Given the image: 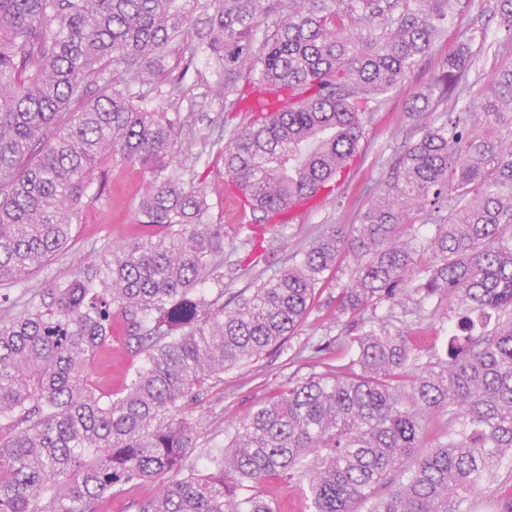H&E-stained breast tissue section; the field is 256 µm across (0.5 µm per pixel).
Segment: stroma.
<instances>
[{"mask_svg":"<svg viewBox=\"0 0 512 512\" xmlns=\"http://www.w3.org/2000/svg\"><path fill=\"white\" fill-rule=\"evenodd\" d=\"M456 25V30L446 34L440 55L422 60L376 113L367 127L362 159L351 167L335 197L295 218L273 241L271 262L281 263L292 252L309 246L323 225L357 223L380 186L388 159L403 145L419 138L420 132L409 115V108L416 93L437 71L441 54L453 51L457 29L479 26L493 41L504 35L493 12L492 0H478L474 6L465 8ZM177 75L183 78L185 92L180 99L172 100L167 90L171 78ZM218 79V73L205 57L185 63L182 46L175 43L168 50L165 71L151 82L133 86L132 92L160 110L180 113L183 150L174 157L170 167L177 170L184 181H194L206 188L211 204L210 221L224 227V285L235 292L250 287L252 281L251 275L241 274L238 269L247 253L248 230L225 194L224 163L212 155L211 144L216 137H232L243 126L244 117L225 112L223 98L212 91ZM149 181V174L119 160L112 161L104 172L96 173L73 224L68 248L52 257L26 284L10 287L12 299L25 301V289L43 288L70 278L78 268L101 263L110 257L115 246L138 237L142 227L137 222L136 209ZM338 296L335 285L324 288L314 309L280 354L225 373L223 383L193 405V416L200 418L206 427L191 456L197 468H204L206 464V449L222 445L226 428L237 424L257 402L286 384L289 378L309 373V363L295 358L299 347L328 336L343 335L342 323L330 317Z\"/></svg>","mask_w":512,"mask_h":512,"instance_id":"35a3bbf8","label":"stroma"}]
</instances>
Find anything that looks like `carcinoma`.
Instances as JSON below:
<instances>
[{"label": "carcinoma", "instance_id": "carcinoma-1", "mask_svg": "<svg viewBox=\"0 0 512 512\" xmlns=\"http://www.w3.org/2000/svg\"><path fill=\"white\" fill-rule=\"evenodd\" d=\"M467 0H222L206 53L216 93L246 126L219 151L255 224L328 197L365 126L435 54ZM199 0H0V284H16L71 241L95 171L112 158L152 174L143 234L92 273L0 294V512H110L112 497L159 487L135 512H277L261 488L293 481L310 512H473L512 483V0L507 33L458 31L413 105L421 137L396 152L358 224H327L288 264L224 302L205 291L224 227L203 187L165 173L178 112L126 89L163 70ZM424 212L429 235L414 218ZM350 259L336 320L348 363L288 380L189 462L191 406L224 373L279 351L326 273ZM418 296L448 304L445 353L393 315ZM120 324L140 362L121 390ZM138 364L130 362L126 355L124 338L116 332L112 336V370L97 364L92 365L91 370L94 376H109L112 379V390H116L130 379Z\"/></svg>", "mask_w": 512, "mask_h": 512}]
</instances>
